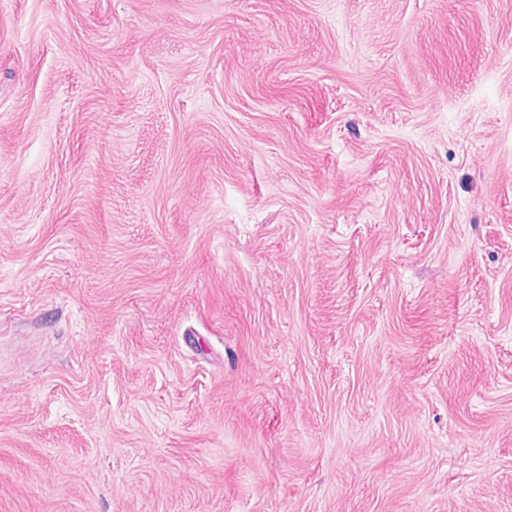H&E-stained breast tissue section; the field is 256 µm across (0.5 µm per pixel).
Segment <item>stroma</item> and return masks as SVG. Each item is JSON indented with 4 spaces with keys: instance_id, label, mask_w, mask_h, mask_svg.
Listing matches in <instances>:
<instances>
[{
    "instance_id": "1",
    "label": "stroma",
    "mask_w": 512,
    "mask_h": 512,
    "mask_svg": "<svg viewBox=\"0 0 512 512\" xmlns=\"http://www.w3.org/2000/svg\"><path fill=\"white\" fill-rule=\"evenodd\" d=\"M0 512H512V0H0Z\"/></svg>"
}]
</instances>
